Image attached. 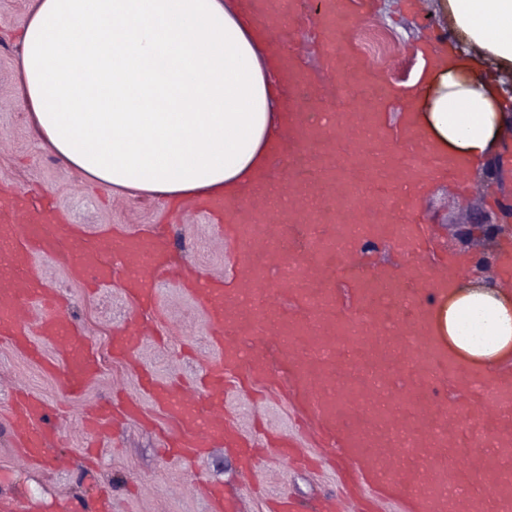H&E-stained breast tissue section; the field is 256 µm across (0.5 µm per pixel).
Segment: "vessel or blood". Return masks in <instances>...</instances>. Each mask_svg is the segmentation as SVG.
<instances>
[{
	"label": "vessel or blood",
	"mask_w": 512,
	"mask_h": 512,
	"mask_svg": "<svg viewBox=\"0 0 512 512\" xmlns=\"http://www.w3.org/2000/svg\"><path fill=\"white\" fill-rule=\"evenodd\" d=\"M262 35L280 86L286 139L261 175L236 199L192 202L238 253L232 281L201 279L171 259L172 227L143 237L104 227L94 236L61 224L52 201L30 193L0 195V341L37 362L79 394L99 373L86 337L77 335L65 304L46 288L35 265L55 239L69 240L67 273L87 287L119 280L137 311L155 307L158 285L185 288L206 313L218 361L203 388L178 394L143 374L146 393L180 429L166 455L199 459L232 446L253 471L255 443L224 427L226 373L256 389L287 375L328 447L350 463L349 483L367 487L358 512H379L390 497L414 512H512V373H479L449 357L427 326L420 281L448 279L447 253H431L425 215L410 186L442 179L466 187L464 168L436 155L409 122L388 128L392 106L412 105L357 52V21L370 0H236ZM382 237L404 256L402 269L345 258L357 244ZM430 264H423L424 255ZM344 283L351 305H337ZM145 334L136 316L112 332V348L131 356ZM253 336L271 338L281 354L272 368ZM55 350L49 358L47 350ZM455 385L470 403L461 414L441 393ZM47 400L24 390L10 397L4 423L17 456L40 461L57 445ZM496 464L487 485L472 482L486 456Z\"/></svg>",
	"instance_id": "obj_1"
}]
</instances>
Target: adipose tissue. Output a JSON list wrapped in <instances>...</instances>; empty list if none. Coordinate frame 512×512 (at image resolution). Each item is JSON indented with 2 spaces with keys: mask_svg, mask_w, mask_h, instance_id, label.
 <instances>
[{
  "mask_svg": "<svg viewBox=\"0 0 512 512\" xmlns=\"http://www.w3.org/2000/svg\"><path fill=\"white\" fill-rule=\"evenodd\" d=\"M455 46L422 62L416 126L475 172L512 136V0H448ZM276 71L234 0H34L15 96L39 147L84 180L175 204L232 197L284 131ZM449 353L512 364V289L455 272L433 311Z\"/></svg>",
  "mask_w": 512,
  "mask_h": 512,
  "instance_id": "adipose-tissue-1",
  "label": "adipose tissue"
}]
</instances>
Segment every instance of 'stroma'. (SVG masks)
Masks as SVG:
<instances>
[{
	"mask_svg": "<svg viewBox=\"0 0 512 512\" xmlns=\"http://www.w3.org/2000/svg\"><path fill=\"white\" fill-rule=\"evenodd\" d=\"M372 2L373 17L356 27L360 53L388 83L403 86L413 80L420 66L416 53L420 43L434 31L452 37L448 13L443 0H426L431 18L425 24L403 13V0ZM30 4L31 0H0V190L39 186L51 191L66 223L81 231L92 233L107 225L131 233L146 232L151 225L169 218V206L90 184L38 148L13 93L19 34ZM488 205L482 193L459 198L447 183L431 184L421 206L428 216L425 231L432 251L447 252L452 258L461 253V246L450 242L452 225L459 223L466 208ZM175 231L176 246L182 248L198 273L232 274L236 254L230 244L216 238L210 221L187 209ZM66 254L67 242L59 239L53 253L42 255L38 263L47 287L67 297L69 316L80 332L89 336L102 369L80 395L74 396L63 388L59 377L43 372L37 363L0 342V416L6 414L13 390L21 387L58 409V416L51 422L60 431L58 446L41 464L29 466L14 457L9 434L0 423V496L23 500L26 512H55L64 502L72 512H92L87 494L94 481L111 489L115 512H207V504L195 488L217 482L223 484L225 498L235 502V512H269L268 500L273 496L293 498L305 512H317L322 498L338 495L343 465L334 457L327 458L320 468L307 470L270 453L248 476L241 473L237 455L225 447L196 460L162 457L157 431L173 429L174 424L158 417L141 389L138 372L114 359L110 348L113 326L123 324L134 307L119 283L92 293L71 281L64 266ZM157 305L159 336L145 338L137 358L158 380L176 382L183 389L194 388L202 368L219 357L218 349L210 342L207 318L183 288L169 283L163 285ZM117 387L125 397L138 402L146 415L155 418L157 430L146 429L134 419L124 420L115 434L102 438L100 460L91 476L61 467L62 457L82 451L85 410L111 399ZM287 390L285 382H275L256 401L228 390L224 400L226 423L246 439L262 425L293 436L301 453H322L316 434L301 430V408L288 399Z\"/></svg>",
	"mask_w": 512,
	"mask_h": 512,
	"instance_id": "stroma-1",
	"label": "stroma"
}]
</instances>
